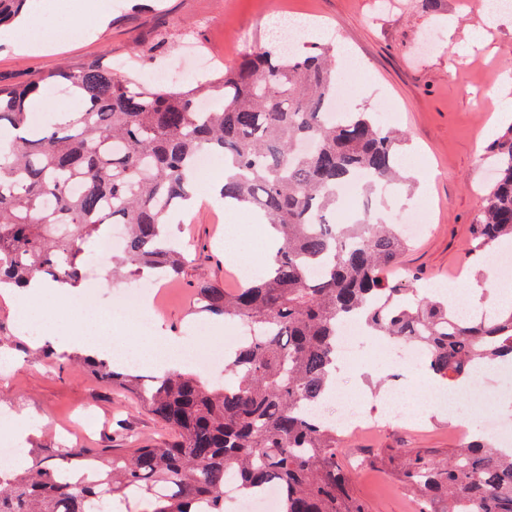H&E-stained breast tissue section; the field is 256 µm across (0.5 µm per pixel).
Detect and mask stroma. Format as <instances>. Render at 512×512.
<instances>
[{
	"instance_id": "stroma-1",
	"label": "stroma",
	"mask_w": 512,
	"mask_h": 512,
	"mask_svg": "<svg viewBox=\"0 0 512 512\" xmlns=\"http://www.w3.org/2000/svg\"><path fill=\"white\" fill-rule=\"evenodd\" d=\"M476 0H399L382 11L376 0H112V19L96 39L72 38L50 51L23 54L14 31L0 33V85H24L60 68L79 70L91 63L123 60L145 76L168 66L189 72L193 52L210 61L211 69L234 65L244 53L267 47L270 21L289 7L322 21L326 30L348 41L345 67L338 81L348 85L347 109L375 113L386 127L404 132L401 149L403 185L386 223H400L406 212L426 206V232L415 238L402 257L397 274L417 276L418 287L449 285L454 277L479 276L483 269L469 260V226L492 182L490 167L478 150L490 141L486 126L497 102L500 74L512 69V20L488 30L483 42L460 54V42L480 21ZM215 198L193 202L174 214L171 231L190 258L179 278L167 281L155 321V334L168 333L192 345L186 328L195 321L193 289L211 282L225 289L238 284L234 264L224 251V238L234 214L217 219ZM137 275L121 276L102 263L86 278L80 292L90 308L113 307L122 288ZM23 322L0 299V344L10 366L0 365V412L26 415L36 437L22 441L29 459L54 458L61 447L97 451L124 447L115 433L124 427L144 441L165 442L168 430L139 408L127 391L101 381L85 363L56 350L53 361L38 357L41 341L21 329ZM363 353L357 364L341 366L339 378L360 389L367 405H379L390 382L402 390L406 415H420L421 424L382 420L378 429L350 437L340 450L353 461L379 448H418L442 456L459 441L458 422L446 405L424 416L422 402L432 399V379L416 369L396 376L390 363L373 361L372 339L360 337ZM483 414L470 430L482 432L487 418L512 422V384H502L496 366L484 369ZM353 488L371 512H418V503L391 475L389 467L366 464L354 472Z\"/></svg>"
}]
</instances>
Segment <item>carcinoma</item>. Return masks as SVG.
<instances>
[{
	"label": "carcinoma",
	"mask_w": 512,
	"mask_h": 512,
	"mask_svg": "<svg viewBox=\"0 0 512 512\" xmlns=\"http://www.w3.org/2000/svg\"><path fill=\"white\" fill-rule=\"evenodd\" d=\"M25 0H0V27ZM327 49L261 48L230 69L179 86L118 76L108 65L59 70L39 81L0 86V128L17 134L0 146V288L46 276L77 286L86 251L111 224L125 226L131 272L178 276L187 252L167 233L169 217L196 196V154L219 152L232 175L224 202L258 213L279 234L274 263L229 292L201 286L199 312L249 332L229 364L232 379L209 383L192 371L144 379L108 360L88 361L106 383L134 393L172 433L164 444L130 435L121 455L73 486L58 473L88 460L63 448L55 462L0 476V512H112L131 493L143 512H224L226 473L237 486H280V512H370L339 456L340 435L305 410L325 399L336 370L338 327L361 321L375 336L411 341L427 370L444 383L512 359V309L498 317L456 319L438 295H419L411 280L387 271L407 248L396 224L371 212L336 220V189L363 173L367 193L400 184L401 136L371 112L327 119L336 81ZM63 82L85 103L81 112L43 125L29 119L28 99L43 84ZM223 92L207 112L201 98ZM497 170L470 227L471 257L512 242V126L489 144ZM419 512H512V455L471 435L438 458L385 449Z\"/></svg>",
	"instance_id": "1"
}]
</instances>
